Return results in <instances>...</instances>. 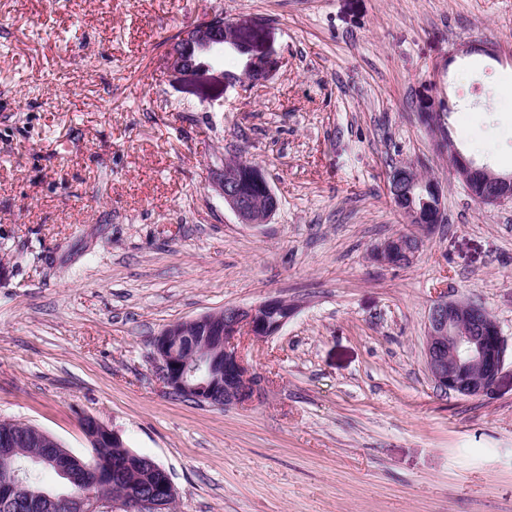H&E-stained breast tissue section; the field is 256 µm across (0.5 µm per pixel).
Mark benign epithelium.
Masks as SVG:
<instances>
[{
	"label": "benign epithelium",
	"mask_w": 512,
	"mask_h": 512,
	"mask_svg": "<svg viewBox=\"0 0 512 512\" xmlns=\"http://www.w3.org/2000/svg\"><path fill=\"white\" fill-rule=\"evenodd\" d=\"M246 31L235 21L224 23L223 16L214 15L206 21H197L183 28L177 42L182 46H196L205 52H221L234 44L232 33ZM482 53L498 57L494 44L471 43L460 45L453 55L467 56ZM169 68L179 74L200 80L213 69L208 63L186 67L180 53L171 49L166 58ZM446 117L442 112H425L420 122L438 133L436 141L447 136ZM454 161L450 169L459 180L467 175L486 173L495 191L492 204H512V173L500 174L485 166H478L456 147L448 146ZM237 171L226 168L218 180L225 205L242 224L257 225L254 206L243 200L237 191ZM432 191V223L443 221L444 205L439 187L430 184ZM296 307L279 297H271L248 307H230L189 320V323L207 325L205 346L192 358L182 359L172 337L187 330L181 322L164 328L151 340L153 364L158 380L167 392L176 397L189 398L211 406L243 407L263 398L267 385L239 350L249 338L261 339L276 335ZM508 345L495 315L473 301L449 299L440 296L431 304L426 324L424 355L428 372L437 387L464 397L490 394L499 378L507 356ZM83 432L91 448L110 443L114 448L124 447L121 437L93 416L82 420ZM80 462L71 453L52 455L50 462L57 473L70 478L69 462ZM127 465L147 472L151 490L147 493L123 494L118 499L103 495L98 479L84 483L73 497L46 496L50 506L58 512H168L174 503L176 489L170 474L148 457L134 453L126 456Z\"/></svg>",
	"instance_id": "1"
}]
</instances>
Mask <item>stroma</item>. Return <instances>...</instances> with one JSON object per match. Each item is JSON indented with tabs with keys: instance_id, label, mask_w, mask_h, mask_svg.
<instances>
[{
	"instance_id": "35a3bbf8",
	"label": "stroma",
	"mask_w": 512,
	"mask_h": 512,
	"mask_svg": "<svg viewBox=\"0 0 512 512\" xmlns=\"http://www.w3.org/2000/svg\"><path fill=\"white\" fill-rule=\"evenodd\" d=\"M221 15L258 36L199 86L165 56ZM496 44L498 59L449 53ZM512 0H0V422L89 457L93 416L171 475L174 512H512V355L491 395L425 363L439 295L512 344V204L478 206L422 112L512 172ZM263 171L278 207L239 223L216 179ZM411 162L443 191L416 261L387 193ZM277 296L296 312L243 352L264 398L169 395L168 324Z\"/></svg>"
}]
</instances>
